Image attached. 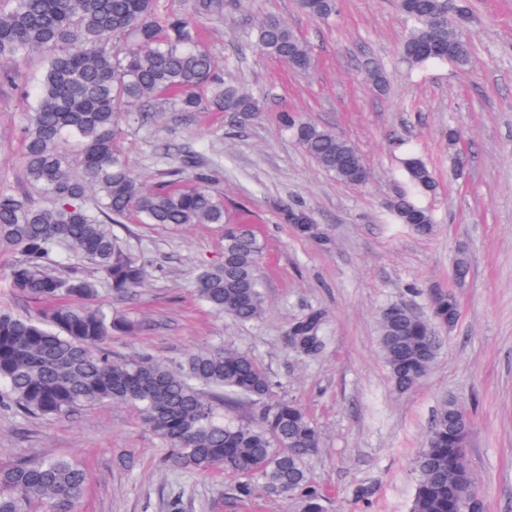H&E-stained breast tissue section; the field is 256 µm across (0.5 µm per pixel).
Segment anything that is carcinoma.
Here are the masks:
<instances>
[{
    "mask_svg": "<svg viewBox=\"0 0 512 512\" xmlns=\"http://www.w3.org/2000/svg\"><path fill=\"white\" fill-rule=\"evenodd\" d=\"M227 0H183L163 18L157 0H0V60L39 53L43 69L33 84V106L20 128L26 181L45 199L0 189V255L13 260L7 281L14 296L47 304L35 316L0 310V407L28 418H55L103 403L134 407L169 450L178 469H221L238 478L237 493L258 492L299 500L302 512H324V494L307 463L319 450L317 427L295 402L273 394L268 374L248 354L214 347L171 364L150 355L113 357L109 340L130 334L128 316L93 305L100 287L113 299L132 300L146 286L142 260L126 252L114 225L133 212L146 224H222L223 260L205 266L193 292L212 313L247 324L265 310L259 266L261 246L253 225L228 224L224 201L210 187L196 157H172L174 180L146 187L129 169L117 142L119 119L142 118L166 95L177 112H249L261 103L218 74L199 41L204 22L224 17ZM311 16L327 19L336 0H300ZM409 25L402 58L412 67L471 58L460 36L470 22L469 0H397ZM267 54L297 70L312 65L305 42L276 17L258 20L248 33ZM284 128L326 172L353 185L369 181L353 144L332 131L283 112ZM77 148L76 159L62 150ZM412 188L434 192L435 177L417 157L404 162ZM400 224L419 235L434 230L432 212L404 193L390 204ZM90 260L87 274L71 258ZM429 316L401 302L379 315V346L395 388L406 391L430 370L440 346L437 328L454 324L451 292L434 298ZM324 315L312 312L290 330L287 343L323 341ZM246 400L258 407L251 423L226 417L224 404ZM470 420L445 400L413 461L416 489L411 512H461L474 486L466 448ZM88 473L76 460L43 455L0 466V512H78Z\"/></svg>",
    "mask_w": 512,
    "mask_h": 512,
    "instance_id": "1",
    "label": "carcinoma"
}]
</instances>
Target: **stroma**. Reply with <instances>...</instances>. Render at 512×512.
I'll return each instance as SVG.
<instances>
[{"label": "stroma", "instance_id": "1", "mask_svg": "<svg viewBox=\"0 0 512 512\" xmlns=\"http://www.w3.org/2000/svg\"><path fill=\"white\" fill-rule=\"evenodd\" d=\"M464 30L467 66L412 68L400 49L408 26L396 0H337L327 21L297 0H237L202 38L225 75L257 96L260 114L234 126L221 112H175L123 123L122 147L146 185L165 181L162 147L192 146L212 174L229 223L247 220L262 244L266 309L254 322L209 313L192 285L201 265L221 261L219 224H143L128 215L116 228L124 248L149 266L129 304L144 322L112 337L114 356L150 354L171 363L210 346L250 354L276 396L300 404L321 434L310 474L328 499L326 512H410L412 461L444 397L471 416L467 448L481 512H512V0H471ZM277 16L303 38L313 66L298 71L245 37L258 19ZM42 58L18 65L16 85H0V187L25 189L19 128L27 110L21 87ZM380 70L375 84L370 70ZM291 111L357 145L369 181L352 185L324 172L281 126ZM462 138L449 145V129ZM416 154L436 190L419 196L435 219L420 236L396 223L389 201L409 191L402 161ZM305 209L319 229L302 235L289 208ZM466 258L469 274L453 269ZM452 292L457 322L439 329L429 373L397 391L379 352V313L405 303L426 315L432 298ZM325 316L324 348L314 357L287 346L289 328L307 314ZM43 453L69 455L89 474L80 512H299L276 497H238L235 479L169 466L167 446L127 405H95L54 419L0 409V466ZM372 488L369 499L360 488Z\"/></svg>", "mask_w": 512, "mask_h": 512}]
</instances>
